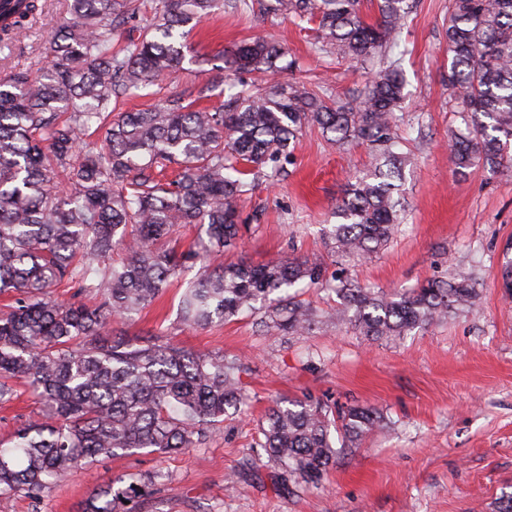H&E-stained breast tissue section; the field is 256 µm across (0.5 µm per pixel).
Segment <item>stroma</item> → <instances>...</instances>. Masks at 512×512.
<instances>
[{
	"label": "stroma",
	"instance_id": "1",
	"mask_svg": "<svg viewBox=\"0 0 512 512\" xmlns=\"http://www.w3.org/2000/svg\"><path fill=\"white\" fill-rule=\"evenodd\" d=\"M66 11L65 0H46L26 38L0 53V74L38 73ZM447 17L448 0H417L401 35L408 81L401 149L410 164L402 186L406 220L390 244L360 260L332 251L323 229L347 180L365 172L372 157L367 145L340 148L312 127L283 172L261 180L242 202L245 229L235 257H298L323 266L326 276L398 292L476 265L477 307L408 336L369 339L337 324L333 291L302 288L299 297L319 322L302 336H276L248 313L206 329L185 327L181 287L172 285L122 332L132 339L161 330L191 351L244 355L243 413L227 418L206 445L167 456L103 457L60 477L40 500L0 497V512H81L104 482L125 474L155 478L136 498V512H498L501 497L512 495V298L501 288L512 259V174L462 175L450 162L448 130L460 120L446 83ZM259 36L275 39L294 60L289 80L323 85L338 100L375 69L320 51L313 23L227 9L192 33L177 74L127 100L125 109L175 94L215 106L212 87L230 75L225 50ZM307 395L375 409L388 424L345 449L321 486L284 489L255 443L258 425L276 400Z\"/></svg>",
	"mask_w": 512,
	"mask_h": 512
}]
</instances>
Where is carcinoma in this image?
I'll return each mask as SVG.
<instances>
[{
	"label": "carcinoma",
	"instance_id": "carcinoma-1",
	"mask_svg": "<svg viewBox=\"0 0 512 512\" xmlns=\"http://www.w3.org/2000/svg\"><path fill=\"white\" fill-rule=\"evenodd\" d=\"M415 0H69V18L48 41L51 65L40 76L0 77V404L27 385L42 406L0 442V496L38 500L52 481L98 458L180 453L205 444L243 399V357L186 351L162 332L135 340L112 335L151 306L183 273V325L206 328L244 310L264 311L263 326L297 336L316 310L289 290L327 285L320 266L296 257L253 265L230 254L240 203L258 175L277 176L302 130L318 127L334 144L370 146V168L349 179L328 237L345 258L371 256L404 223L395 194L406 157L397 151L406 79L382 62L342 102L324 90L279 81L230 82L226 100L193 109L181 95L136 112L120 108L180 69L184 40L224 7L316 24L320 50L354 62L398 45ZM42 0H0V52L11 50ZM448 91L468 135H450L452 162L490 175L512 171V0H449L445 29ZM286 52L272 39L224 52L238 72L283 74ZM182 224L207 239L184 250L166 243ZM122 257L114 258V252ZM72 290L59 299L53 288ZM475 273L404 293L334 286L336 320L372 338L405 336L479 300ZM385 426L375 410L333 409L307 397L277 403L258 428V446L278 467V483L317 487L341 447ZM146 483L110 479L83 512L127 507Z\"/></svg>",
	"mask_w": 512,
	"mask_h": 512
}]
</instances>
